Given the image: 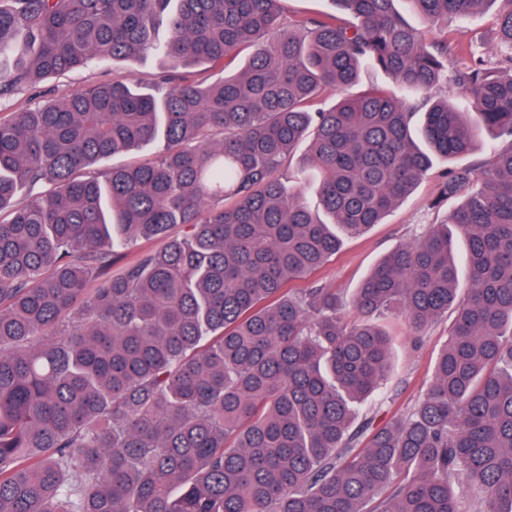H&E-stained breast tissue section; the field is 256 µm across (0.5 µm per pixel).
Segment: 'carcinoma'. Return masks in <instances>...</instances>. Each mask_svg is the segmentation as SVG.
<instances>
[{
	"label": "carcinoma",
	"mask_w": 512,
	"mask_h": 512,
	"mask_svg": "<svg viewBox=\"0 0 512 512\" xmlns=\"http://www.w3.org/2000/svg\"><path fill=\"white\" fill-rule=\"evenodd\" d=\"M397 1L438 28L502 2L498 57L461 27L427 41ZM282 2L0 0V99L94 62L164 63L0 116V512H512V0L294 18ZM365 65L405 95L352 91ZM481 128L485 157L439 176L433 205L461 199L446 223L348 302L286 288ZM138 238L165 243L112 272ZM450 313L424 397L358 419L389 370L374 318L419 337Z\"/></svg>",
	"instance_id": "1"
}]
</instances>
